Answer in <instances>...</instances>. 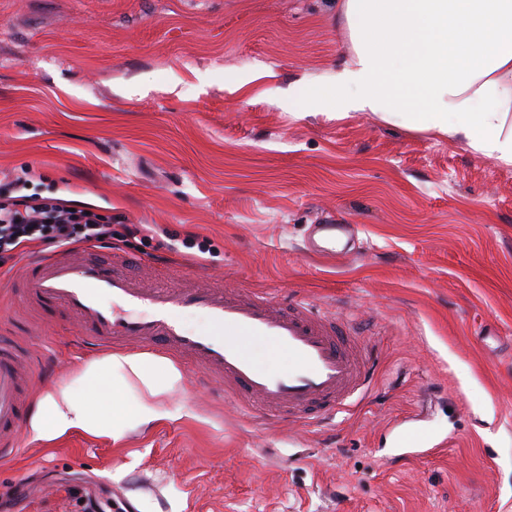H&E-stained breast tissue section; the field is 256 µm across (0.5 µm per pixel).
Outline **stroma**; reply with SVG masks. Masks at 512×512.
I'll return each instance as SVG.
<instances>
[{"label": "stroma", "instance_id": "1", "mask_svg": "<svg viewBox=\"0 0 512 512\" xmlns=\"http://www.w3.org/2000/svg\"><path fill=\"white\" fill-rule=\"evenodd\" d=\"M350 60L337 0H0V181L115 216L113 247L355 319L375 371L335 427L186 381L171 420L0 461L18 512H512V166L299 85ZM349 225L347 255L311 254ZM0 265V337L96 357ZM440 450H433V443ZM430 446L427 455L415 454ZM144 490L122 496L132 477ZM318 232L321 234L323 244L316 246L326 256H336V253L346 250L336 246V242L344 236L349 228L346 224H319Z\"/></svg>", "mask_w": 512, "mask_h": 512}]
</instances>
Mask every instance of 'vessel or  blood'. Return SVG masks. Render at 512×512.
<instances>
[{
    "label": "vessel or blood",
    "instance_id": "vessel-or-blood-1",
    "mask_svg": "<svg viewBox=\"0 0 512 512\" xmlns=\"http://www.w3.org/2000/svg\"><path fill=\"white\" fill-rule=\"evenodd\" d=\"M323 255L335 256L348 227L322 224ZM146 260L134 253L77 257L73 248L29 256L22 296L43 309L67 312L90 345L133 343L178 355L204 379H219L226 393L252 415L288 413L302 421L332 418L373 384L370 366L356 351L359 332L346 321L292 299L224 287L198 266L167 264L153 286L138 276ZM203 312L212 331L187 333L180 317ZM259 337L292 361L273 374L247 352L245 339ZM24 356L0 341V459L17 454L18 432L28 407L22 399Z\"/></svg>",
    "mask_w": 512,
    "mask_h": 512
}]
</instances>
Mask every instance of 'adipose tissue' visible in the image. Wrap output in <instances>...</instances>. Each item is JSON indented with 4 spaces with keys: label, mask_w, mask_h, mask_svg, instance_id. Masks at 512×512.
Masks as SVG:
<instances>
[{
    "label": "adipose tissue",
    "mask_w": 512,
    "mask_h": 512,
    "mask_svg": "<svg viewBox=\"0 0 512 512\" xmlns=\"http://www.w3.org/2000/svg\"><path fill=\"white\" fill-rule=\"evenodd\" d=\"M351 59L336 86L309 85V108L370 112L512 166V0H341ZM169 359L110 353L39 398L26 433L51 442L120 439L168 418L184 387Z\"/></svg>",
    "instance_id": "adipose-tissue-1"
}]
</instances>
